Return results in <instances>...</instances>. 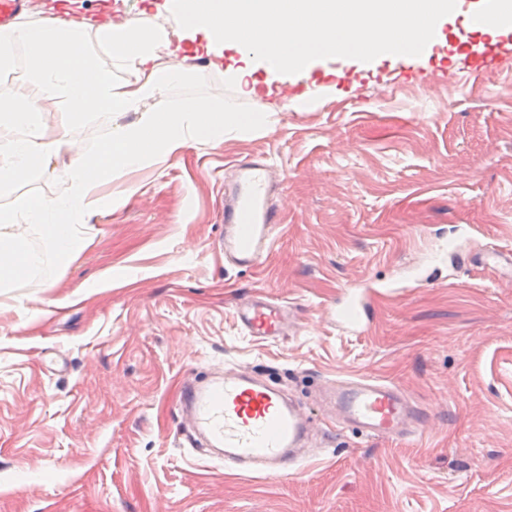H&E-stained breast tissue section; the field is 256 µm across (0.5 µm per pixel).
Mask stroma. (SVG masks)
<instances>
[{"instance_id": "35a3bbf8", "label": "stroma", "mask_w": 512, "mask_h": 512, "mask_svg": "<svg viewBox=\"0 0 512 512\" xmlns=\"http://www.w3.org/2000/svg\"><path fill=\"white\" fill-rule=\"evenodd\" d=\"M446 29L444 56L422 66L482 38L460 16ZM182 47L190 79L160 111L231 100L267 122L120 176L74 261L0 293V512H512V287L475 266L418 286L406 268L463 224L478 229L472 253L512 249V72L429 92L410 69L388 86L384 56L355 95L316 61L299 77L326 96L282 103L261 67L240 92L239 51ZM258 153L288 168V217L267 260L240 269L218 249L224 163ZM67 163L16 193H65ZM370 278L403 292L376 298L366 334L344 333L329 310ZM247 294L286 304L299 330L243 334L234 299ZM227 362L306 403L318 384L384 380L430 422L407 440L341 432L291 475L242 476L175 441L181 380Z\"/></svg>"}]
</instances>
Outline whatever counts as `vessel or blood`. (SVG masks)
<instances>
[{
	"label": "vessel or blood",
	"mask_w": 512,
	"mask_h": 512,
	"mask_svg": "<svg viewBox=\"0 0 512 512\" xmlns=\"http://www.w3.org/2000/svg\"><path fill=\"white\" fill-rule=\"evenodd\" d=\"M457 9L479 20L495 15L497 0H457ZM328 66L351 89L362 83L360 66L332 58ZM512 69V27L484 38L458 58L454 70L418 68L417 78L431 86L485 69ZM287 171L267 156H248L224 168L222 214L224 237L219 249L227 264L255 269L271 252L275 233L286 221L280 202ZM380 293L369 283L345 290L330 317L345 333L361 335L370 325L368 310ZM235 318L246 335L267 341L286 336L294 321L287 306L263 295L237 299ZM179 441L208 449L225 469L267 477L288 472L309 459L306 449L313 419L306 407L292 401L255 369L228 366L204 381L185 379L180 394ZM324 435L351 426L366 437L406 438L429 414L396 386L378 379L352 378L329 386L321 401Z\"/></svg>",
	"instance_id": "vessel-or-blood-1"
}]
</instances>
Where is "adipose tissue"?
I'll return each mask as SVG.
<instances>
[{
    "label": "adipose tissue",
    "mask_w": 512,
    "mask_h": 512,
    "mask_svg": "<svg viewBox=\"0 0 512 512\" xmlns=\"http://www.w3.org/2000/svg\"><path fill=\"white\" fill-rule=\"evenodd\" d=\"M101 47L112 65L92 59ZM23 60H16V47ZM171 43L163 27L141 24L115 28L69 21L48 25L27 20L0 28V69L23 63L25 82L0 90V189L27 182L50 165L65 144L62 130L84 116L105 122L133 114L134 122L115 125L96 152L75 148L67 168V192L61 196L16 197L0 206V288L42 270L46 258L68 260L87 248L77 227L97 209L99 188L121 170L133 171L157 157L178 154L189 140L224 138L227 104L190 101L160 112L155 102L188 79L166 51ZM65 109L58 124L44 120L47 104ZM41 230V249L27 241L31 228Z\"/></svg>",
    "instance_id": "ef3b65f1"
}]
</instances>
